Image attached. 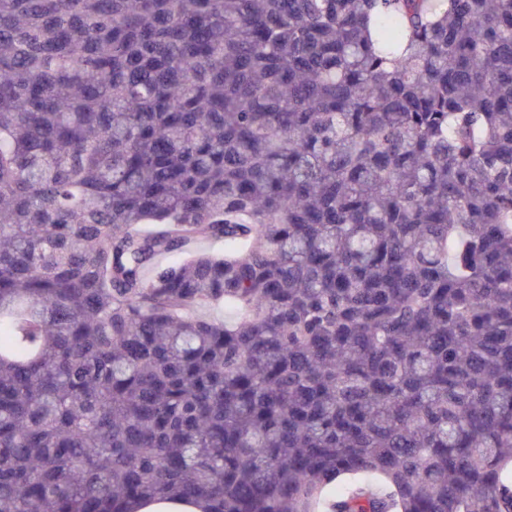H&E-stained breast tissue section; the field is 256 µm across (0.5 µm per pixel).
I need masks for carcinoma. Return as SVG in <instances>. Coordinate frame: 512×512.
Listing matches in <instances>:
<instances>
[{
  "mask_svg": "<svg viewBox=\"0 0 512 512\" xmlns=\"http://www.w3.org/2000/svg\"><path fill=\"white\" fill-rule=\"evenodd\" d=\"M511 465L512 0H0V512Z\"/></svg>",
  "mask_w": 512,
  "mask_h": 512,
  "instance_id": "carcinoma-1",
  "label": "carcinoma"
}]
</instances>
